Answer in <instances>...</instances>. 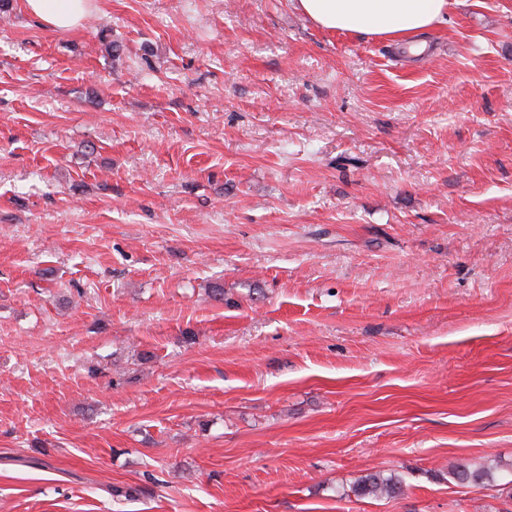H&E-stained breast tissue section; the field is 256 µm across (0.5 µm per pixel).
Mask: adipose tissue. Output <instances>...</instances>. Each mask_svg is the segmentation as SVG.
Returning <instances> with one entry per match:
<instances>
[{"mask_svg":"<svg viewBox=\"0 0 512 512\" xmlns=\"http://www.w3.org/2000/svg\"><path fill=\"white\" fill-rule=\"evenodd\" d=\"M312 23L328 31L381 38L414 46L417 37L441 24L451 0H293ZM86 0H24L25 10L45 27L64 32L88 15Z\"/></svg>","mask_w":512,"mask_h":512,"instance_id":"ef3b65f1","label":"adipose tissue"}]
</instances>
